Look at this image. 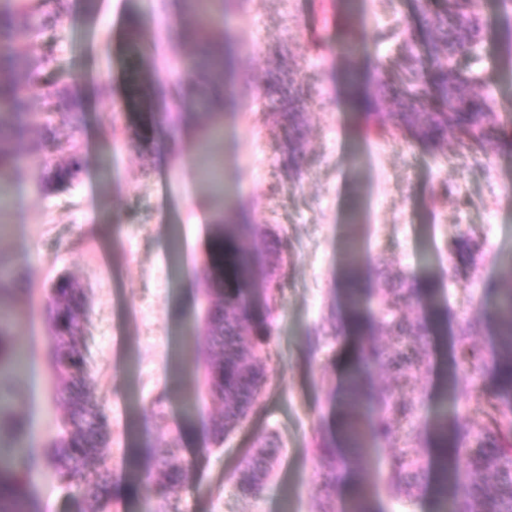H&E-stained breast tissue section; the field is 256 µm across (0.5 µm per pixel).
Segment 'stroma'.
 Wrapping results in <instances>:
<instances>
[{"label":"stroma","mask_w":512,"mask_h":512,"mask_svg":"<svg viewBox=\"0 0 512 512\" xmlns=\"http://www.w3.org/2000/svg\"><path fill=\"white\" fill-rule=\"evenodd\" d=\"M132 8L149 22L144 39L156 44L142 63L144 78L163 92L155 107H168V91L184 75L170 63L196 50L186 36L196 20L182 0H61L53 29L35 44L10 47L17 55L49 57V80L82 101L76 118L53 114L31 136L73 142L85 159L79 180L51 191L43 187L45 168L65 164L68 150L25 159L23 176L0 178V257L27 277L7 329L26 366L41 376L37 388L25 373L14 381V408L45 439L62 427L48 300L52 281L68 275L86 291V369L112 420L97 469L133 482L143 473L127 462L133 449L175 438L181 458L192 463L180 492L182 512H315L321 480L308 448L313 439L334 438L332 396L362 342L346 331L348 240L358 243L366 287H377L384 267L432 282L436 307L408 310L437 326L427 348L429 371L412 384L427 395L419 410L423 425L444 406L460 326L481 319L486 285L512 258V88L500 83L512 73V56L501 40L503 17L494 0H474L481 41L476 56L455 62L479 76L476 90L488 97L499 133L486 152L473 155L452 136L429 150L400 132H376L352 107L346 71L353 65L359 89L386 83L389 94L377 109L394 111L410 51L434 25L420 17L418 0H243L227 22L239 63L227 81L239 106L224 115L223 180L230 191L224 198L194 176L189 160L197 141L163 152L166 132L153 126L151 113L117 109L128 67L120 21ZM163 10L180 19L178 32L164 39L156 24ZM273 71L302 105L304 141L294 171L281 105L267 93ZM243 209L252 224L277 232L287 251L262 403L216 447L204 425L221 407L206 394L194 332L203 314L207 255L190 242L188 229L200 216L236 223ZM463 237L475 248L468 265L455 251ZM330 320L342 337L308 355V333ZM188 395L197 401L190 421L183 417ZM267 432L282 444L270 487L257 499L239 497L227 476ZM32 487L38 501L54 500L53 512H89L53 469H41Z\"/></svg>","instance_id":"obj_1"}]
</instances>
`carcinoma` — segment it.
<instances>
[{
  "instance_id": "obj_1",
  "label": "carcinoma",
  "mask_w": 512,
  "mask_h": 512,
  "mask_svg": "<svg viewBox=\"0 0 512 512\" xmlns=\"http://www.w3.org/2000/svg\"><path fill=\"white\" fill-rule=\"evenodd\" d=\"M504 19L503 43L512 53V0H498ZM188 7L199 16L197 65L216 72L224 69L221 46L223 29L210 19L211 0H189ZM43 0H0V38L4 42L29 34L38 19H47ZM477 28L470 12V0H446L437 23L421 51L433 61L422 78L409 71L402 80L396 112L374 111V100L367 94L354 102L372 112L373 122L385 127L391 123L425 146L440 143L448 134L458 135L460 146L478 152L492 140L486 118L490 106L486 98L473 92L479 81L455 68L453 59L474 52ZM39 80V73L23 58L0 54V176L20 174L22 151L38 154L45 141L17 142L20 125L7 123L4 116L16 117L26 105L27 93ZM50 110L60 107L77 111L80 99L66 91L46 93ZM85 161L73 149L66 166L55 169L47 184H70L83 173ZM259 238L265 246V261L257 265L243 254L224 252V240ZM285 246L276 236L263 233L254 224L215 225L207 262L211 304L205 314L203 343L206 391L221 405V414L212 419L207 431L220 445L232 431L241 427L259 404L268 379L267 350L271 341V317L277 308L280 283L275 277ZM261 274L266 288L259 300L253 298L250 279ZM512 259L504 265L502 285L495 288L484 311V322L467 323L458 334L459 354L453 356L446 393L453 401L471 407L482 416V423L471 426L459 418L448 421V414L436 413L423 437L416 420L418 407L426 395L405 398L403 391L411 380L427 370L426 349L431 324L420 318L409 319L408 303L430 299V281L398 275L378 289L384 296L377 319L362 311L365 289L360 287L357 270L346 280L350 325L359 333L370 332L380 323L390 343L363 346L354 369L347 374L341 401L338 428L343 448L361 461H367L381 443L393 446L388 459V489L410 503L417 502L428 483L435 486V512H512ZM51 301V352L59 372L57 394L65 410L64 431L47 451L28 446L5 450L0 457V512H39L30 493L33 474L43 467L56 470L60 481L77 488L92 506V512H105L112 497L119 495V484L107 471L88 477V470L106 447L110 437L109 417L96 401L86 376L85 358L77 331L85 296L81 286L66 275L59 276L49 289ZM493 327L497 346L484 350L472 344V336L484 327ZM490 364L491 381L464 385L459 371ZM0 365L7 373H19L24 360L19 347L0 328ZM388 373L384 386L373 384V372ZM280 453L277 440L267 435L249 449L244 460L232 471L229 481L243 498H259L268 487L274 463ZM312 456L322 471L324 486L318 497L317 512H336L334 498L336 471L342 465L336 443L313 441ZM153 461L147 480L133 493L157 498L168 512H180L179 493L188 466L179 457L176 443L160 452H149ZM348 512H378V489L358 479L350 484Z\"/></svg>"
}]
</instances>
